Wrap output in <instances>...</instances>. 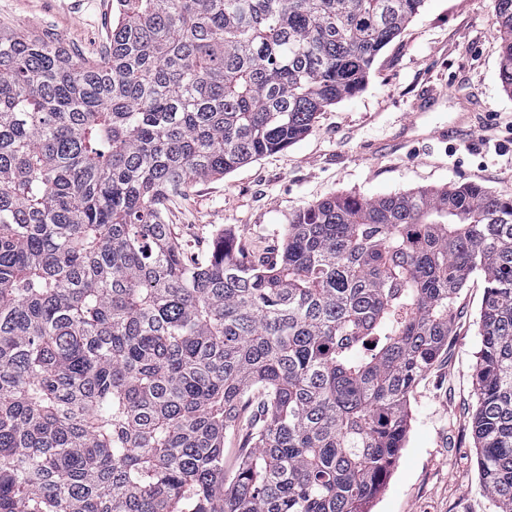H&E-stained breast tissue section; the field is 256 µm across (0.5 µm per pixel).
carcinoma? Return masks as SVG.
<instances>
[{
  "mask_svg": "<svg viewBox=\"0 0 512 512\" xmlns=\"http://www.w3.org/2000/svg\"><path fill=\"white\" fill-rule=\"evenodd\" d=\"M423 3L112 0L88 62L0 31V512H370L474 274L477 464L512 512V196L334 194L257 263L164 218L302 140Z\"/></svg>",
  "mask_w": 512,
  "mask_h": 512,
  "instance_id": "obj_1",
  "label": "carcinoma"
}]
</instances>
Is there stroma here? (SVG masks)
I'll return each instance as SVG.
<instances>
[{
  "mask_svg": "<svg viewBox=\"0 0 512 512\" xmlns=\"http://www.w3.org/2000/svg\"><path fill=\"white\" fill-rule=\"evenodd\" d=\"M112 0H0V29L96 54ZM491 0H425L376 57L364 86L321 112L309 134L221 179L193 183L165 210L192 257L230 233L243 256L271 260L290 218L333 194L388 195L474 183L512 195V95L501 86ZM439 99L416 115L425 90ZM414 114V113H413ZM484 282L469 279L448 347L410 395L405 446L371 512H497L481 487L472 433Z\"/></svg>",
  "mask_w": 512,
  "mask_h": 512,
  "instance_id": "1",
  "label": "stroma"
}]
</instances>
